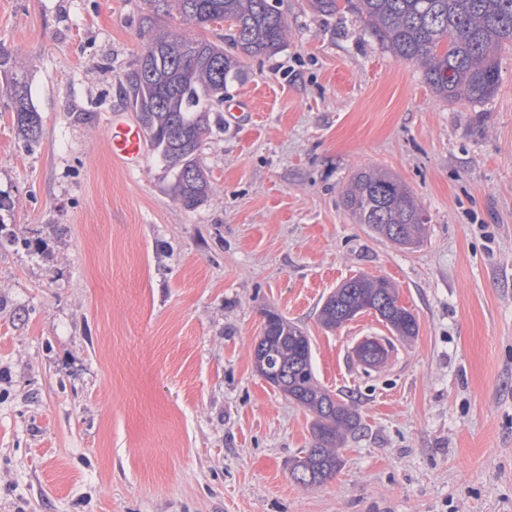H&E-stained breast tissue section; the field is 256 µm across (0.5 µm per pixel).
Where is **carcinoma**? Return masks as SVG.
Instances as JSON below:
<instances>
[{
	"label": "carcinoma",
	"mask_w": 512,
	"mask_h": 512,
	"mask_svg": "<svg viewBox=\"0 0 512 512\" xmlns=\"http://www.w3.org/2000/svg\"><path fill=\"white\" fill-rule=\"evenodd\" d=\"M179 26L156 30L120 81L125 105L136 112L153 152L172 176L174 198L184 209L201 205L211 191L199 151L220 128V106L228 86L238 80L243 59L270 56L285 45L288 23L271 0H174ZM322 17L345 8L355 12L381 48L422 70L433 92L450 101H483L496 92L498 51L512 45V0H312ZM229 23L238 56L224 42L197 38L195 28ZM11 116L27 150L41 138L42 117L28 102L25 85H10ZM357 223L399 245L420 243L423 210L410 191L391 176L360 171L342 195ZM373 310L396 339L409 342L418 321L397 304L395 288L383 279L354 277L329 295L320 309L323 325L341 327L351 313ZM264 359V379L288 400L312 414V443L290 469L293 480L319 486L341 466L338 449L361 428L353 404L322 387L312 366V348L304 332L277 313L265 312L254 349Z\"/></svg>",
	"instance_id": "1"
}]
</instances>
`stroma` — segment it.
<instances>
[{
  "instance_id": "stroma-1",
  "label": "stroma",
  "mask_w": 512,
  "mask_h": 512,
  "mask_svg": "<svg viewBox=\"0 0 512 512\" xmlns=\"http://www.w3.org/2000/svg\"><path fill=\"white\" fill-rule=\"evenodd\" d=\"M281 9L287 43L229 87L188 211L155 154L127 171L107 151L142 0H0V233L30 244H0V512H512V47L491 98L451 102L353 12ZM16 78L42 116L30 151ZM368 168L423 208L421 245L346 210ZM360 274L419 325L375 369L354 356L389 335L374 314L318 320ZM268 311L361 417L316 487L289 473L310 413L254 368ZM9 88L13 126L23 147L32 150L41 138L42 117L28 102L26 87L22 82L16 79Z\"/></svg>"
}]
</instances>
